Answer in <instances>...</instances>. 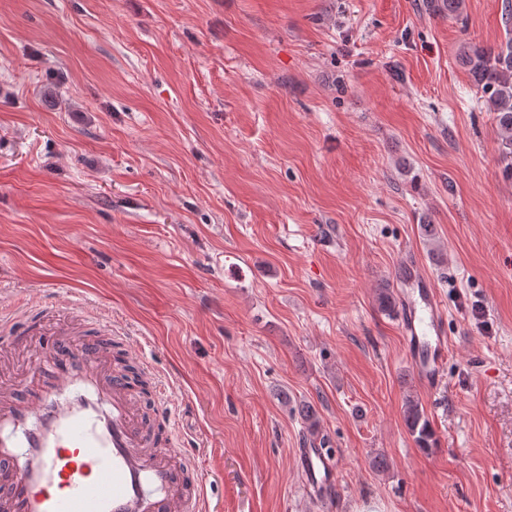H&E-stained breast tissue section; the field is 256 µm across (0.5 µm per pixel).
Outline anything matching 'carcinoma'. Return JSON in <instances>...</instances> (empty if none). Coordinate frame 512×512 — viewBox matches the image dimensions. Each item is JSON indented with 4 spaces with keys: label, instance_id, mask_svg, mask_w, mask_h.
I'll use <instances>...</instances> for the list:
<instances>
[{
    "label": "carcinoma",
    "instance_id": "carcinoma-1",
    "mask_svg": "<svg viewBox=\"0 0 512 512\" xmlns=\"http://www.w3.org/2000/svg\"><path fill=\"white\" fill-rule=\"evenodd\" d=\"M464 0H436L432 8L448 13L450 18L460 17ZM506 31L505 42L498 48L467 46L461 53L464 64L472 76L481 98L489 111L495 114L503 155H512V0H506L502 14ZM406 427L421 448L437 444L435 432L426 416L420 399L409 395L403 403Z\"/></svg>",
    "mask_w": 512,
    "mask_h": 512
}]
</instances>
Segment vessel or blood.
<instances>
[{"label":"vessel or blood","instance_id":"b4317fda","mask_svg":"<svg viewBox=\"0 0 512 512\" xmlns=\"http://www.w3.org/2000/svg\"><path fill=\"white\" fill-rule=\"evenodd\" d=\"M400 276L416 286L429 317L424 336L409 298L398 329L423 386L436 387L448 358L445 307L413 258ZM41 386L23 395L0 386V512H207L201 482L181 453H163L158 434L127 378L106 373L98 347L74 360L65 341L36 357ZM298 469L314 496L336 487L332 449L307 443Z\"/></svg>","mask_w":512,"mask_h":512}]
</instances>
